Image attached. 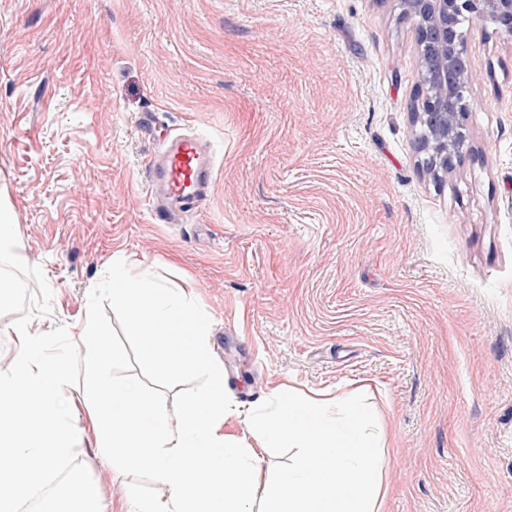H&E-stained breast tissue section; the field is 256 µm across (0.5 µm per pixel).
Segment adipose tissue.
Here are the masks:
<instances>
[{
  "label": "adipose tissue",
  "instance_id": "obj_1",
  "mask_svg": "<svg viewBox=\"0 0 512 512\" xmlns=\"http://www.w3.org/2000/svg\"><path fill=\"white\" fill-rule=\"evenodd\" d=\"M137 265L113 260V309L133 335L188 337L176 351L145 350L161 369L202 374L205 388L174 415L139 382L115 377L124 353L89 306L75 340L83 378L74 390L69 360L45 355L46 334L15 325L16 352L0 366V512L29 501L38 512H64L62 494L44 486L88 447L112 479L146 467L162 487L146 496L126 486L121 512H382L387 486L378 450L387 431L371 404L380 393L375 382L310 391L279 383L261 399H233L211 356V317L194 283L172 287ZM273 448L294 449L288 467L270 465Z\"/></svg>",
  "mask_w": 512,
  "mask_h": 512
}]
</instances>
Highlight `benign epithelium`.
<instances>
[{"mask_svg":"<svg viewBox=\"0 0 512 512\" xmlns=\"http://www.w3.org/2000/svg\"><path fill=\"white\" fill-rule=\"evenodd\" d=\"M404 13L414 24L420 57L436 49L443 68L421 90L413 105L417 139L426 153L422 167L435 177L448 172V159H459L469 148L465 117L473 80L467 67V45L460 24L489 21L497 33L512 40V0H401Z\"/></svg>","mask_w":512,"mask_h":512,"instance_id":"obj_1","label":"benign epithelium"}]
</instances>
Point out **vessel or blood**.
I'll use <instances>...</instances> for the list:
<instances>
[{"instance_id":"obj_1","label":"vessel or blood","mask_w":512,"mask_h":512,"mask_svg":"<svg viewBox=\"0 0 512 512\" xmlns=\"http://www.w3.org/2000/svg\"><path fill=\"white\" fill-rule=\"evenodd\" d=\"M147 175L155 222L175 223L176 210L199 207L213 190L215 166L211 147L194 132L167 136L158 141Z\"/></svg>"}]
</instances>
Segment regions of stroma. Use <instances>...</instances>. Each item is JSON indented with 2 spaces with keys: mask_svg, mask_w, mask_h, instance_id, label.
Segmentation results:
<instances>
[{
  "mask_svg": "<svg viewBox=\"0 0 512 512\" xmlns=\"http://www.w3.org/2000/svg\"><path fill=\"white\" fill-rule=\"evenodd\" d=\"M462 29L472 150L437 181L400 0H0V206L29 257L0 277V361L20 322L77 358L91 301L116 376L178 407L201 378L157 372L108 297L130 256L193 278L238 400L378 382L382 512H512V41ZM146 112L213 144L179 224L153 221Z\"/></svg>",
  "mask_w": 512,
  "mask_h": 512,
  "instance_id": "obj_1",
  "label": "stroma"
}]
</instances>
